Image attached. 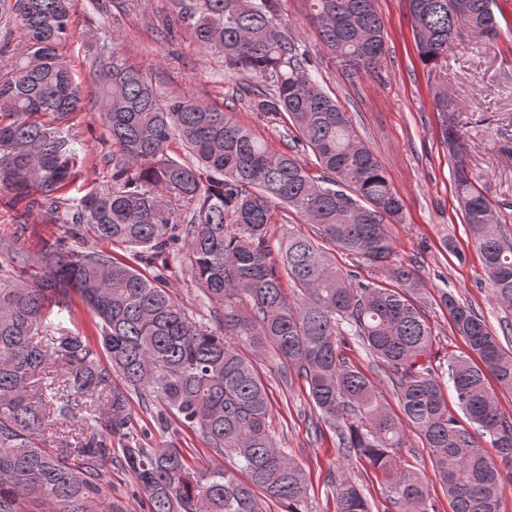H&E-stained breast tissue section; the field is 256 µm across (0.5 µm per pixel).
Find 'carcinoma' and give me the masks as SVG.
<instances>
[{"instance_id": "1", "label": "carcinoma", "mask_w": 512, "mask_h": 512, "mask_svg": "<svg viewBox=\"0 0 512 512\" xmlns=\"http://www.w3.org/2000/svg\"><path fill=\"white\" fill-rule=\"evenodd\" d=\"M73 0H0V19L23 35L24 48L0 74V193L25 202L51 224L77 235L89 227L129 251L70 249L55 239L42 250L9 248L15 275L0 278V512L20 500L52 512H106L95 466L110 461L145 495L146 512H307L301 466L270 429L271 400L257 359L272 350L283 375L295 372L318 414L348 456L382 474L383 512H438L429 482L401 466L396 453L413 433L428 450L452 512H500L502 474L482 440L512 465V416L487 387L492 374L512 391V352L485 317L452 294L441 303L468 353L435 372L433 333L418 303L417 271L395 262L388 225L401 223L403 199L370 147L306 68L281 30L280 0H178L193 44L266 90L249 95L258 112L285 114L294 141L279 151L224 110L160 93L119 49V34L91 58L101 117L112 140V188L75 201L67 189L82 160L61 123L84 109L63 54L72 36ZM324 50L351 77L370 73L387 49L374 0H306ZM413 38L424 65L444 60L462 27L498 32L495 0H408ZM436 99L441 143L452 164L455 196L493 295L512 305V239L475 184L466 144ZM178 140L192 157L169 156ZM311 150L323 174L298 155ZM185 210L170 211L161 192ZM287 207L316 229L290 231L271 246L275 211ZM183 244L189 270L215 324L195 320L160 275L138 262L165 260ZM362 259L384 275L355 280L330 249ZM298 292L288 302L283 281ZM76 294L95 316L98 342L79 330L46 325L51 306ZM353 335L388 376L400 414L378 386L342 355ZM448 379L463 425L448 411ZM161 405L200 432L233 470L199 469L175 444L147 448L134 437L130 398ZM102 395L91 407L86 396ZM121 448L112 450V437ZM356 483L336 485V512H373Z\"/></svg>"}]
</instances>
